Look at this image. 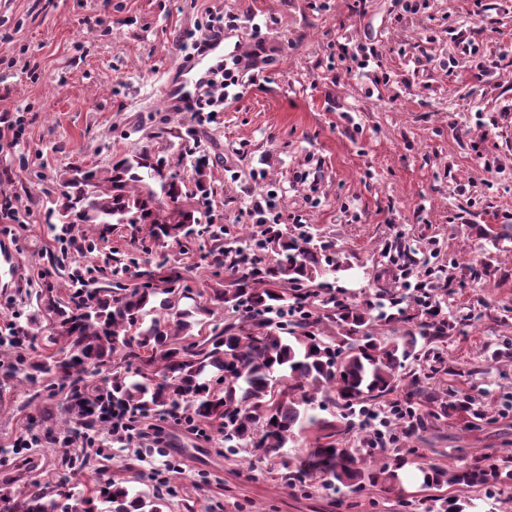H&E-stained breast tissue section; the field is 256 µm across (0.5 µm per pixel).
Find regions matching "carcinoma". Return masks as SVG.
Listing matches in <instances>:
<instances>
[{
    "label": "carcinoma",
    "instance_id": "1",
    "mask_svg": "<svg viewBox=\"0 0 512 512\" xmlns=\"http://www.w3.org/2000/svg\"><path fill=\"white\" fill-rule=\"evenodd\" d=\"M180 159L196 174L195 188L182 179L162 178L165 162L147 152L124 155L105 169L72 166L64 190L47 215L58 237L84 224L103 239L114 224H131L153 243L180 244L208 238L202 258L224 268V275L192 288L164 253L154 266L135 269L133 287L116 279L119 271L98 275L78 269L61 291L46 281L37 294L35 317L56 325L45 336L46 353L16 354L4 376H23L40 388L32 400L43 402L68 390L70 399L105 394L114 406L138 416L159 418L185 411L193 426L224 438V455L252 460L281 458V481L309 489L321 486L359 492L378 480L401 482L399 471L414 448H347L338 436L362 414L390 407L389 396L406 390L402 408L424 399L436 410L414 417L413 430L427 419L448 415V401L428 388V376L409 368L422 362L433 375L448 373L441 345L456 326L442 314L449 281L442 272L422 274L429 299L384 291L378 301L361 304L336 298L328 277L347 262L331 244L296 238L279 224H265L237 245L226 243L209 226L202 198L209 192L205 156L191 145L193 132L170 130ZM406 307H401V304ZM396 312H391V309ZM231 312L224 323L200 316ZM205 334L193 333L194 328ZM336 409V419L321 418L319 408ZM41 421L60 420L76 440L93 434L73 409L56 415L49 405ZM46 437L58 448L61 483L28 485L3 497V512H166L174 492H150L95 481L91 495L71 491L69 483L93 476L95 462L78 448H67L59 433ZM423 485L462 488L483 485L489 492L512 482V470L481 455L448 470L422 467Z\"/></svg>",
    "mask_w": 512,
    "mask_h": 512
}]
</instances>
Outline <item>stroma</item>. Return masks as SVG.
Returning <instances> with one entry per match:
<instances>
[{"mask_svg": "<svg viewBox=\"0 0 512 512\" xmlns=\"http://www.w3.org/2000/svg\"><path fill=\"white\" fill-rule=\"evenodd\" d=\"M0 0V118L23 117L13 138L0 125V198H11L18 221L0 218V241L19 263L14 310L30 326L39 272L66 282L75 265L99 267L134 253L137 232L114 225L92 252L50 262L59 245L45 213L68 167H108L113 158L147 151L166 157L186 184L165 135L185 124L209 160L211 216L233 234L254 223L253 207L276 191L289 234L307 230L330 241L350 269L337 285L360 302L378 285L416 283L423 266L449 257L479 272L451 271L443 313L477 312L445 346L450 372L433 383L455 400H477L429 420L407 440L415 463L447 467L459 448L512 466V236L490 241L480 230L512 218V0H432L425 14L404 0ZM236 17V53L251 76L214 121H201L167 99L182 80L187 54L208 33L209 14ZM378 51L393 81L382 95L365 93L336 51L337 36ZM479 47L490 68L472 66L462 44ZM425 59L415 67L414 59ZM456 59L448 70V59ZM484 154L497 166L486 172ZM319 167V179L303 174ZM412 255L391 251L395 238ZM31 386L0 383V493L32 482L56 484L50 444L14 452L39 420ZM158 439L168 457L140 460L142 488L154 486L164 459L181 462L172 475L171 512H406L405 499L465 501L464 512H512V497L486 499L481 488L376 483L340 495L313 485L286 488L278 460L225 458L220 437L195 436L173 421Z\"/></svg>", "mask_w": 512, "mask_h": 512, "instance_id": "obj_1", "label": "stroma"}]
</instances>
